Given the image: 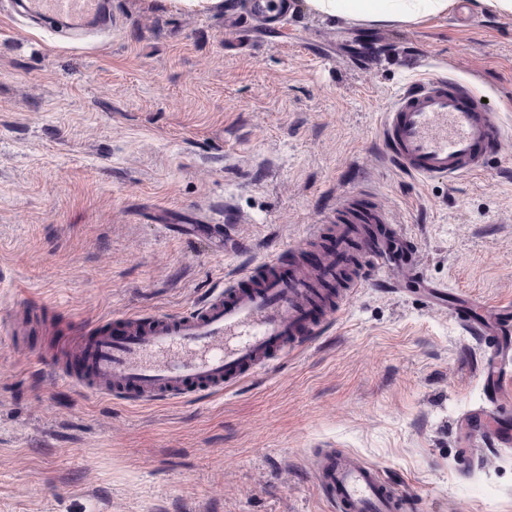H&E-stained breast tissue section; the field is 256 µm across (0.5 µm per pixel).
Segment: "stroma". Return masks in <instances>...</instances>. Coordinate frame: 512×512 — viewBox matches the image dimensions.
<instances>
[{
    "label": "stroma",
    "instance_id": "1",
    "mask_svg": "<svg viewBox=\"0 0 512 512\" xmlns=\"http://www.w3.org/2000/svg\"><path fill=\"white\" fill-rule=\"evenodd\" d=\"M0 0V512H333L319 448L377 465L418 512H512V447L463 460L490 350L411 292L359 289L324 333L218 397L122 403L41 354L75 325L190 310L373 193L426 280L512 305V135L478 176L420 179L380 146L412 80L461 79L512 131V14L454 0L387 27L299 9L268 30L244 0L191 13L112 0L91 34ZM209 224L223 249L173 233Z\"/></svg>",
    "mask_w": 512,
    "mask_h": 512
}]
</instances>
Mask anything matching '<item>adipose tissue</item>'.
Returning a JSON list of instances; mask_svg holds the SVG:
<instances>
[{
	"instance_id": "1",
	"label": "adipose tissue",
	"mask_w": 512,
	"mask_h": 512,
	"mask_svg": "<svg viewBox=\"0 0 512 512\" xmlns=\"http://www.w3.org/2000/svg\"><path fill=\"white\" fill-rule=\"evenodd\" d=\"M451 3L452 0H304L303 7L332 21L384 25L444 13Z\"/></svg>"
}]
</instances>
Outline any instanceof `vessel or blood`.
<instances>
[{"instance_id": "obj_1", "label": "vessel or blood", "mask_w": 512, "mask_h": 512, "mask_svg": "<svg viewBox=\"0 0 512 512\" xmlns=\"http://www.w3.org/2000/svg\"><path fill=\"white\" fill-rule=\"evenodd\" d=\"M32 16H60L72 28L109 21L106 0H27ZM507 135L501 114L459 79L428 76L399 93L381 115V146L410 174L451 179L481 172ZM334 237L307 269L299 250L249 265L231 284L213 289L190 311L126 314L83 328L47 363L82 392L127 403L220 395L272 367L321 334L361 288L382 269L403 282L425 285L434 300L447 289L426 285L411 237L394 233L387 211L358 194L346 196L328 223L310 236ZM457 322L483 336L505 337L506 353L493 363L496 387L512 383V307L494 322L471 305L453 309ZM316 480L335 512H414L379 469L342 449L324 450Z\"/></svg>"}]
</instances>
